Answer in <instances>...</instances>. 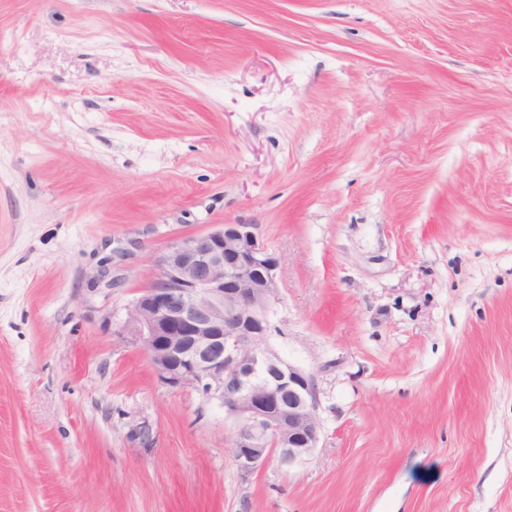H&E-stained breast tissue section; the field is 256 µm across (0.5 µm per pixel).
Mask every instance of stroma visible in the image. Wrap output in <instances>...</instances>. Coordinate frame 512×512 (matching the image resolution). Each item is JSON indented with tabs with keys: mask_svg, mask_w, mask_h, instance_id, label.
<instances>
[{
	"mask_svg": "<svg viewBox=\"0 0 512 512\" xmlns=\"http://www.w3.org/2000/svg\"><path fill=\"white\" fill-rule=\"evenodd\" d=\"M220 224L321 424L248 477L120 335ZM0 512H512V0H0Z\"/></svg>",
	"mask_w": 512,
	"mask_h": 512,
	"instance_id": "1",
	"label": "stroma"
}]
</instances>
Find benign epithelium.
I'll use <instances>...</instances> for the list:
<instances>
[{"instance_id": "obj_1", "label": "benign epithelium", "mask_w": 512, "mask_h": 512, "mask_svg": "<svg viewBox=\"0 0 512 512\" xmlns=\"http://www.w3.org/2000/svg\"><path fill=\"white\" fill-rule=\"evenodd\" d=\"M279 259L256 224H220L173 240L127 310L121 335L175 386L219 394L235 423L231 452L249 476L290 467L317 447V394L308 372L268 344L280 300Z\"/></svg>"}]
</instances>
